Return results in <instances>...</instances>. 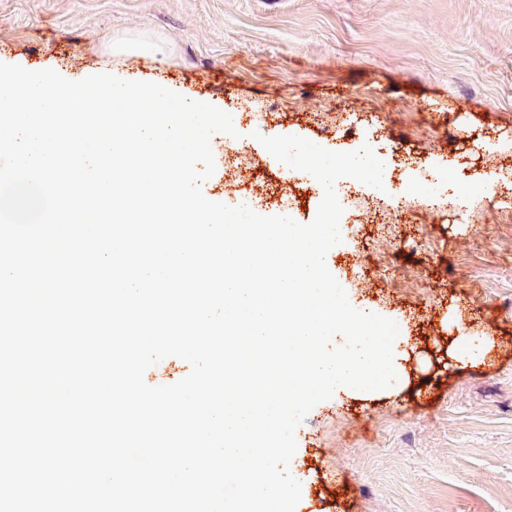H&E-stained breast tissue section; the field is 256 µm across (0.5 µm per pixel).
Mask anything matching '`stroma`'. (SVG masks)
Masks as SVG:
<instances>
[{"mask_svg":"<svg viewBox=\"0 0 512 512\" xmlns=\"http://www.w3.org/2000/svg\"><path fill=\"white\" fill-rule=\"evenodd\" d=\"M0 59L154 82L230 114L239 136H212L203 193L235 205L234 144L264 216L307 224L321 202L264 136L369 144L385 178L419 188L437 175L406 201L345 205L327 266L350 304L396 322L404 380L317 404L289 469L299 512H512V193L495 210L456 192L491 167L512 182V0H0ZM461 330L492 351L450 359Z\"/></svg>","mask_w":512,"mask_h":512,"instance_id":"obj_1","label":"stroma"}]
</instances>
